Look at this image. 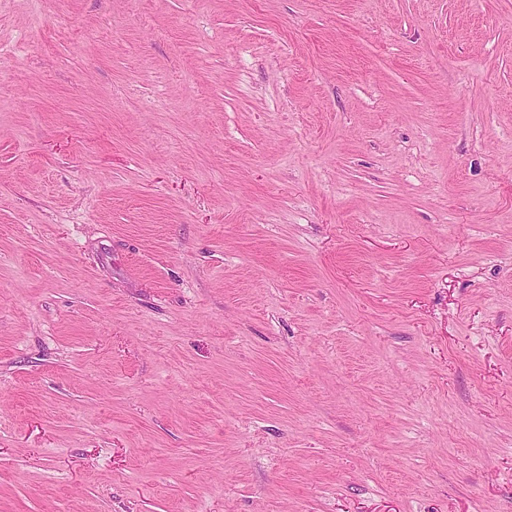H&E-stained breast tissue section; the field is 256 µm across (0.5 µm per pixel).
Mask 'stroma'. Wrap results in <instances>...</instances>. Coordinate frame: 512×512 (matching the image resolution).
Masks as SVG:
<instances>
[{"label":"stroma","instance_id":"stroma-1","mask_svg":"<svg viewBox=\"0 0 512 512\" xmlns=\"http://www.w3.org/2000/svg\"><path fill=\"white\" fill-rule=\"evenodd\" d=\"M0 512H512V0H0Z\"/></svg>","mask_w":512,"mask_h":512}]
</instances>
